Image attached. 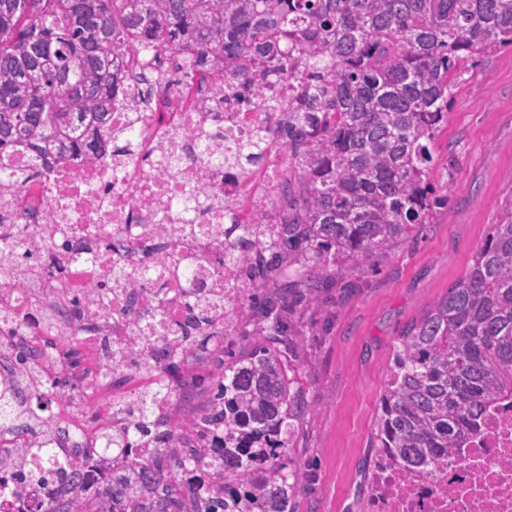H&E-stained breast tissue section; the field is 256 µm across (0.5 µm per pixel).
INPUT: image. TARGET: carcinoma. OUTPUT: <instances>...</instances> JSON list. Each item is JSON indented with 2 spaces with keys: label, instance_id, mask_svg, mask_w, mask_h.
<instances>
[{
  "label": "carcinoma",
  "instance_id": "1",
  "mask_svg": "<svg viewBox=\"0 0 512 512\" xmlns=\"http://www.w3.org/2000/svg\"><path fill=\"white\" fill-rule=\"evenodd\" d=\"M505 44L512 0H0V152L33 150L12 175L22 186L40 181L55 157L112 149V95L122 63L137 75L140 48L172 54L171 69L184 78L222 60L225 75L249 85L256 61L293 74V54L305 73L303 109L278 131L298 180L281 183L286 212L242 260L243 296L269 345L245 357L224 348L212 412L197 422V434L219 435L217 452L170 447L171 431L154 417L158 396L171 393L165 382L114 403L124 431L101 433L98 447L83 450L101 456L143 442L156 455L133 456L91 481L121 504L108 512H294L305 473L289 448L303 400L294 369L271 344L301 335L287 316L292 304L314 300L334 275L372 269L413 225L432 223L433 145L448 122L450 88L473 55ZM273 281L282 282L275 297L259 289ZM213 308L185 305L201 350L215 340ZM4 333L15 337L12 361L31 367L36 354L23 330L0 316ZM68 387L48 378L38 397ZM511 396L512 189L465 277L401 332L374 447L405 470L431 474L491 404ZM30 421L45 431L18 465L17 494L64 480L70 462L54 447L42 405L0 384V435ZM227 456L234 483L218 485L212 476ZM151 469L146 494L139 479Z\"/></svg>",
  "mask_w": 512,
  "mask_h": 512
}]
</instances>
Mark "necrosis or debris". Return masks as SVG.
<instances>
[{"mask_svg": "<svg viewBox=\"0 0 512 512\" xmlns=\"http://www.w3.org/2000/svg\"><path fill=\"white\" fill-rule=\"evenodd\" d=\"M149 81L124 82L112 99L110 130L134 131L131 150L105 157L69 156L52 164L41 183L23 187L0 183V223L7 240L26 238L31 227L51 232L53 244L67 243L75 261L58 277L55 252L36 269L0 268V309L26 328L27 340L45 337L66 342H97L127 349L130 360L115 371L123 385L105 403L126 397L146 378L141 364L148 349L172 346L182 369L173 386L186 392L196 385L193 366L204 352L171 344L184 330L183 310L200 289H223L225 336L236 335L244 317L241 269L224 263L225 247L245 254V236L225 238L226 222L250 223L266 213L262 186L275 183L288 169V151L276 135L297 78L273 83L268 96L235 97L224 83V64L216 62L204 81L174 87L158 81L156 52H138ZM263 145L249 163L240 147L255 137ZM202 193L200 215L186 213V188ZM130 266L120 285L109 282L113 262ZM79 313H68L72 297ZM81 440L63 428L58 451L71 458L74 479L27 489L29 501L48 506L74 496L90 472L111 469V458L97 467L85 463ZM368 512H512V399L486 412L478 434L466 436L437 474L395 466L379 456L368 493Z\"/></svg>", "mask_w": 512, "mask_h": 512, "instance_id": "obj_1", "label": "necrosis or debris"}]
</instances>
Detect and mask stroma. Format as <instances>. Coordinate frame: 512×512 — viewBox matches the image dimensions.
<instances>
[{
    "mask_svg": "<svg viewBox=\"0 0 512 512\" xmlns=\"http://www.w3.org/2000/svg\"><path fill=\"white\" fill-rule=\"evenodd\" d=\"M451 93L432 171L448 198L432 223L379 257L375 270L352 274V287L330 279L301 316L299 344L279 346L297 362L309 405L293 448L306 476L294 512H365L392 347L466 274L512 188V47L477 56Z\"/></svg>",
    "mask_w": 512,
    "mask_h": 512,
    "instance_id": "35a3bbf8",
    "label": "stroma"
}]
</instances>
